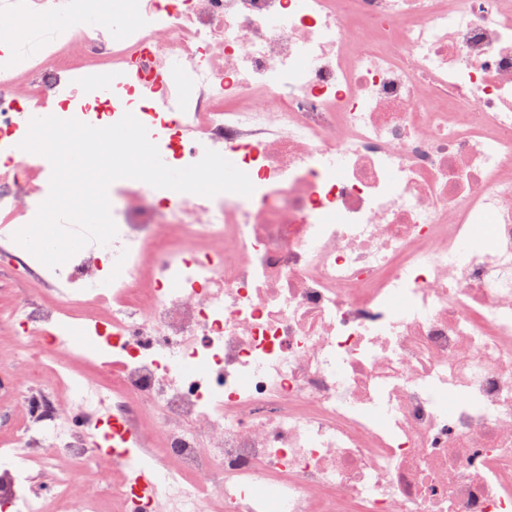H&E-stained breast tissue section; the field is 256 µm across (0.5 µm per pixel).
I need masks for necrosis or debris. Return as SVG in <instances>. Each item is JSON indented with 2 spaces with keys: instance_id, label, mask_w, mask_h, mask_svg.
<instances>
[{
  "instance_id": "1",
  "label": "necrosis or debris",
  "mask_w": 512,
  "mask_h": 512,
  "mask_svg": "<svg viewBox=\"0 0 512 512\" xmlns=\"http://www.w3.org/2000/svg\"><path fill=\"white\" fill-rule=\"evenodd\" d=\"M65 26L0 54V224L44 197L18 106L120 121L63 81L149 52L192 131L253 186L193 200L112 184L116 236L0 308L27 392L0 446L12 512H141L72 421L143 437L169 512H512V0H51ZM125 25L103 45L99 28ZM490 244L466 251L479 225ZM83 321L99 349L75 348ZM93 362L78 375L74 362ZM112 477L111 490L93 474ZM50 489L42 491L39 482Z\"/></svg>"
}]
</instances>
